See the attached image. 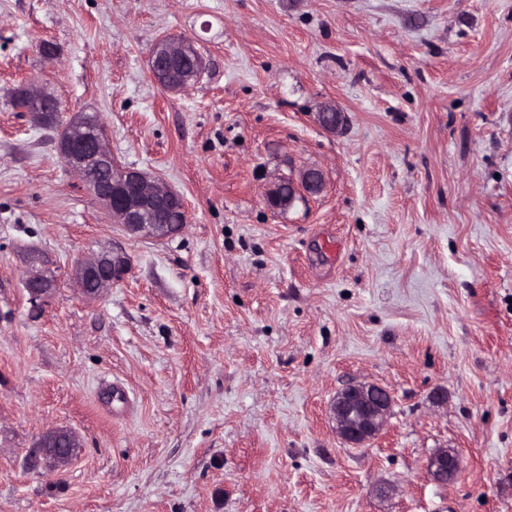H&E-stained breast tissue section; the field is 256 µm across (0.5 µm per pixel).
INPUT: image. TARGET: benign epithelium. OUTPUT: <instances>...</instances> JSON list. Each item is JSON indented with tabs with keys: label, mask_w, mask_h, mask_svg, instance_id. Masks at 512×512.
<instances>
[{
	"label": "benign epithelium",
	"mask_w": 512,
	"mask_h": 512,
	"mask_svg": "<svg viewBox=\"0 0 512 512\" xmlns=\"http://www.w3.org/2000/svg\"><path fill=\"white\" fill-rule=\"evenodd\" d=\"M192 60L194 66L187 70L182 64ZM205 68L193 43L185 39L162 38L155 45L150 57L152 76L167 72L176 76L174 90L181 91L199 77ZM12 102L19 104L21 112H46L57 100L40 86L30 82L10 90ZM318 124L335 132L342 128L345 114L334 108L317 113ZM59 156L63 163L77 174L82 185L92 192L132 236L164 239L181 232L188 223V213L183 197L162 180L145 172L123 168L112 158L103 128L87 115H77L63 128L58 142ZM105 170L108 181L101 183L86 179L89 171ZM323 186L322 173L316 169L306 171L301 179L302 190L314 195ZM180 208L177 224H153L151 217L168 208ZM131 271L130 258L122 249L87 256L76 262V282L88 297H99L115 283L125 279ZM30 300H44L53 288L52 281L40 270L28 271L25 279ZM393 399L390 392L374 383L353 382L333 398L330 413L336 432L354 448L365 446L384 428L391 412ZM77 437L68 430L49 429L37 440L30 464L34 468L45 466L60 469L70 464ZM459 468L455 453L442 449L428 462V472L439 483L448 482Z\"/></svg>",
	"instance_id": "obj_1"
}]
</instances>
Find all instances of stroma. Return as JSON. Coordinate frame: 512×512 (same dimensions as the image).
Returning <instances> with one entry per match:
<instances>
[{
  "label": "stroma",
  "mask_w": 512,
  "mask_h": 512,
  "mask_svg": "<svg viewBox=\"0 0 512 512\" xmlns=\"http://www.w3.org/2000/svg\"><path fill=\"white\" fill-rule=\"evenodd\" d=\"M164 37L206 62L180 92ZM33 78L183 232L113 222L12 107ZM114 245L131 273L84 297L77 258ZM351 382L394 399L363 448L330 417ZM50 428L80 448L37 473ZM0 512H512V0H0ZM192 60L194 66L191 70L182 68L187 60ZM205 68L203 57L199 56L190 40L162 38L155 45L150 57L151 74L156 76L162 72L176 76V85L173 91H181L199 77ZM25 285L28 290L30 300H44L53 288L52 281L40 270L32 268L28 271L25 279ZM427 468L433 480L445 483L448 482V477H452L457 473L459 460L454 452L442 449L429 459Z\"/></svg>",
  "instance_id": "35a3bbf8"
}]
</instances>
